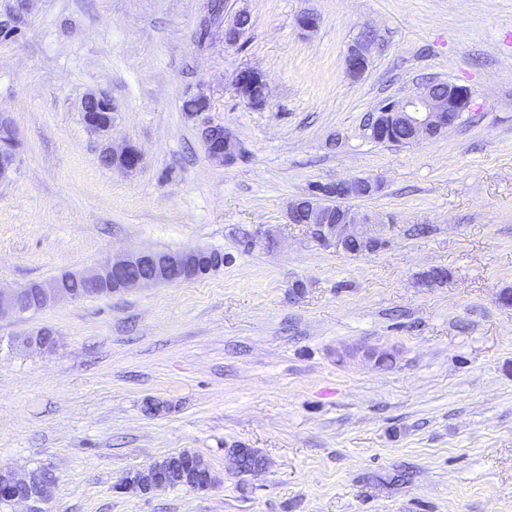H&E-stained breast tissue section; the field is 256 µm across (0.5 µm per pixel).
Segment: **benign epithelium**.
Masks as SVG:
<instances>
[{"mask_svg":"<svg viewBox=\"0 0 512 512\" xmlns=\"http://www.w3.org/2000/svg\"><path fill=\"white\" fill-rule=\"evenodd\" d=\"M247 15L238 13L224 28V39L229 44L238 43L243 37L248 22ZM368 64L367 44L361 43L352 48L346 57V68L351 76L365 71ZM267 87L263 75L251 68H244L235 76L234 87L238 96L252 106H263L264 98H256L252 86ZM472 92L469 87L450 83L448 95L441 96L428 83L411 97L401 101H389L372 114L368 131L378 142L389 141V135L396 131L405 133L404 142L418 144L434 138L453 127L469 111ZM80 112L87 129L103 141L99 159L108 167L124 171L137 169L142 154L133 145L117 150L112 146L111 134L116 106L106 95L97 92L87 93L81 101ZM199 137L207 156L219 164H230L241 152L240 142L222 125L201 122ZM18 135L13 120L6 112L0 113V180L9 177L16 161ZM364 186L368 191L376 190L377 185L370 179L352 178L331 183L316 184L311 194L327 197L336 196V189L350 192ZM308 195L291 203L288 209V222L299 223L301 213H306L305 228L311 238L325 247L342 249L355 242L361 255L376 253L388 246L395 235V225L379 224L369 215L353 209L343 212L305 208ZM224 267V261L215 259V251L207 248H192L169 252L143 251L134 254L112 255L103 259L98 266L88 272L64 271L49 281L32 282L24 288L5 291L0 289V319L8 315H23L35 309L43 310L49 305L64 301H75L90 295L124 293L136 288H147L159 284H174L205 276ZM24 342L43 349L55 345L53 333L39 330L24 338ZM193 472L204 478L200 486L192 489L206 491L214 485L210 471L204 460L197 456L191 462ZM173 486L167 468L151 463L142 470L125 475L120 487L135 490L143 495ZM50 496V488L40 484L36 475L18 477L11 472H0V500L10 504L45 501Z\"/></svg>","mask_w":512,"mask_h":512,"instance_id":"benign-epithelium-1","label":"benign epithelium"}]
</instances>
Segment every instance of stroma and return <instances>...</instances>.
<instances>
[{
	"instance_id": "stroma-1",
	"label": "stroma",
	"mask_w": 512,
	"mask_h": 512,
	"mask_svg": "<svg viewBox=\"0 0 512 512\" xmlns=\"http://www.w3.org/2000/svg\"><path fill=\"white\" fill-rule=\"evenodd\" d=\"M209 2L0 0V112L21 141L0 183V287L116 252L233 258L0 319V468L52 477L43 512H512V0H224L251 20L235 45ZM245 67L265 106L236 95ZM428 81L468 86L470 112L413 146L368 136L370 114ZM200 90L241 144L232 164L182 110ZM91 91L116 105L136 171L100 164L78 109ZM365 176L380 189L352 206L392 218L386 249L354 257L289 223L310 185ZM433 267L447 283L421 285ZM42 328L55 349L17 345ZM235 448L262 471L237 474ZM183 450L214 489L119 488Z\"/></svg>"
}]
</instances>
